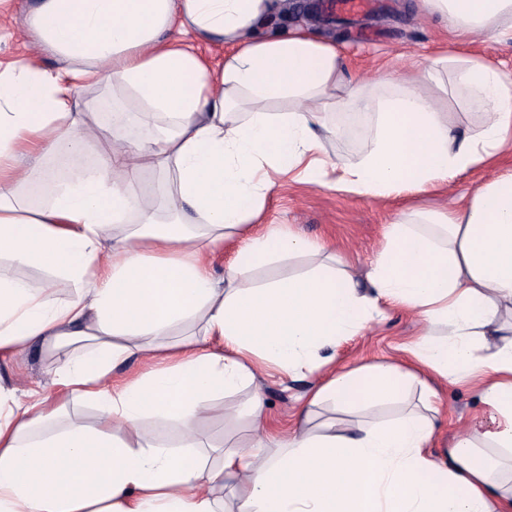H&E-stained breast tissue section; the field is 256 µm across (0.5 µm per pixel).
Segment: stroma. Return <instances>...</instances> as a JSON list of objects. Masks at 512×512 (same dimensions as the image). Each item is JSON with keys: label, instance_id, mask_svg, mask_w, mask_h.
<instances>
[{"label": "stroma", "instance_id": "obj_1", "mask_svg": "<svg viewBox=\"0 0 512 512\" xmlns=\"http://www.w3.org/2000/svg\"><path fill=\"white\" fill-rule=\"evenodd\" d=\"M37 0H9L0 12V70L25 57L45 68L55 67V59L34 39L24 25V18ZM321 35L336 41L342 49L346 75L378 79L396 72L425 65L439 51L463 57H480L491 64L512 71V43L498 44L479 35L466 43L454 44L446 26L421 15L419 0H378L369 9L349 14L324 9ZM121 91L111 80L78 89L77 97L85 109L86 124L105 122L106 112ZM512 168V150L495 163L474 168L455 182L412 197L373 200L328 186L311 185L285 177L282 188L270 196L259 225L279 224L311 241L336 248L348 257L354 274L364 277L370 261L384 242L390 224L403 219L411 209H441L475 187ZM423 323L416 313L403 309L389 312L380 325L361 334L344 338L336 350L337 366H360L403 358V349L416 340ZM0 372L18 389H38L50 407L65 406L69 418L94 423V405L65 397L53 385L47 360L38 352L0 360ZM308 388L307 380L266 378L263 395L268 424L274 429L294 425L298 396ZM446 408L440 425L441 440L455 435L466 422L481 413L482 403L474 390L464 383H445L440 388ZM252 394L244 389L229 396H216L210 417L201 422L198 432L206 442L220 445L245 443L251 431L247 419L229 424L226 414L240 410Z\"/></svg>", "mask_w": 512, "mask_h": 512}]
</instances>
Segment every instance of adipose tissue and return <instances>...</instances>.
<instances>
[{"instance_id": "ef3b65f1", "label": "adipose tissue", "mask_w": 512, "mask_h": 512, "mask_svg": "<svg viewBox=\"0 0 512 512\" xmlns=\"http://www.w3.org/2000/svg\"><path fill=\"white\" fill-rule=\"evenodd\" d=\"M288 0H39L25 25L58 60L0 71V357L36 350L65 392L98 404L94 424L53 426L41 401L0 384V512H512V477L481 456L512 455V171L442 210L390 225L366 280L335 250L270 227L247 233L282 178L376 198L448 184L512 143V76L440 54L417 72L356 81L334 41L314 26L264 34ZM458 41H512V0H421ZM227 47L210 71L182 42ZM474 102L479 131L448 119L445 76ZM112 79L113 112L150 128L129 139L80 123L75 91ZM373 113L370 150L331 160L320 129L332 111ZM106 142L76 181L43 175L46 202L25 197L41 159ZM159 179L157 210L141 178ZM431 225L428 233L418 232ZM241 245L210 272L226 241ZM310 255L304 272L258 282L254 269ZM46 267L76 288L67 300L14 275ZM429 325L406 365L336 372V343L386 317ZM147 372L116 383L129 360ZM275 370L311 380L306 410L330 401L366 408L420 385L421 410L380 426L336 419L281 433L260 394L244 409L247 445L207 462L196 426L211 396L257 386ZM465 382L488 418L465 425L435 456L441 399L435 381ZM180 421L178 444L142 426Z\"/></svg>"}]
</instances>
